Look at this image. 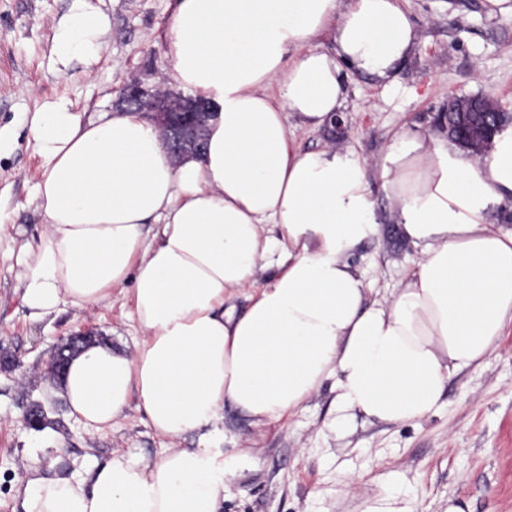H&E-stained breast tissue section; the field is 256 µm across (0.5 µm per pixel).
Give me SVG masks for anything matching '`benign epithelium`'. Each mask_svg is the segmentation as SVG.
<instances>
[{
	"label": "benign epithelium",
	"instance_id": "benign-epithelium-1",
	"mask_svg": "<svg viewBox=\"0 0 512 512\" xmlns=\"http://www.w3.org/2000/svg\"><path fill=\"white\" fill-rule=\"evenodd\" d=\"M485 99L492 101L494 96L483 94L480 99L473 101L466 96H454L448 99L447 112L437 116L434 123L437 127L448 131V135L451 136L454 128L447 123L446 117L464 109L477 110ZM122 100L135 106L143 116L159 126L167 149L176 158L187 153L199 152L208 124L217 115L213 106L207 102L173 93L168 89L158 88L151 92L134 79L123 85ZM511 123V112L502 109L489 113L481 133L480 143L476 144L474 151L482 152L483 145L491 143L495 133L504 125ZM95 339L96 334L91 330L73 333L60 339L47 361V371L54 375L64 373L67 354L78 351L80 345L88 344Z\"/></svg>",
	"mask_w": 512,
	"mask_h": 512
}]
</instances>
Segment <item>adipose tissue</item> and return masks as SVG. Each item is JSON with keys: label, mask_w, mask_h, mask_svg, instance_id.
<instances>
[{"label": "adipose tissue", "mask_w": 512, "mask_h": 512, "mask_svg": "<svg viewBox=\"0 0 512 512\" xmlns=\"http://www.w3.org/2000/svg\"><path fill=\"white\" fill-rule=\"evenodd\" d=\"M109 29L71 0L57 62L95 59ZM327 31L333 51L313 48ZM164 37L178 85L219 107L205 152L173 158L133 108L86 120L60 100L34 113L43 232L21 299L44 317L128 290L134 349L89 345L44 388L99 429L137 404L169 445L152 463L112 455L88 481L31 479L25 512H222L231 465L176 442L225 407L277 424L330 380L337 427L359 413L415 423L512 324V231L494 227L512 199V125L480 157L441 129L406 130L371 166L291 138L344 111L352 75L392 80L418 41L400 0H179ZM380 224L420 254L384 303L349 262Z\"/></svg>", "instance_id": "1"}]
</instances>
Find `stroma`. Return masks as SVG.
I'll return each mask as SVG.
<instances>
[{"label": "stroma", "mask_w": 512, "mask_h": 512, "mask_svg": "<svg viewBox=\"0 0 512 512\" xmlns=\"http://www.w3.org/2000/svg\"><path fill=\"white\" fill-rule=\"evenodd\" d=\"M91 2L110 20L101 58L61 72L51 53L52 27L70 0H0V219L13 226L0 237V350L19 364L0 372V512H23L32 474L68 476L116 452L151 460L163 452L143 411L129 408L98 430L76 421L66 402L42 386L45 363L62 337L90 328L134 347L142 332L124 296L33 319L18 290L20 247L37 246L43 230L30 203L40 175L32 113L64 98L90 119L119 108L124 80L147 88L174 82L163 33L175 0ZM404 6L419 41L395 81L352 76L342 132L296 128L301 147L339 141L370 162L397 133L432 130L450 97L490 93L512 112V14L489 13L486 0H404ZM416 259L395 224L379 225L349 257L378 300L390 297ZM34 401L47 409L49 426L41 431L22 422ZM336 415L335 394L325 387L283 424L256 425L228 407L219 430L187 435L177 445L195 448L207 440L234 465L224 482V512H360L364 495L383 491L416 497L428 512H446L452 500L467 503L469 512H512V326L484 363L451 378L441 406L425 419L391 424L359 416L340 430ZM352 475L360 478L357 495L340 498L342 481Z\"/></svg>", "instance_id": "1"}]
</instances>
